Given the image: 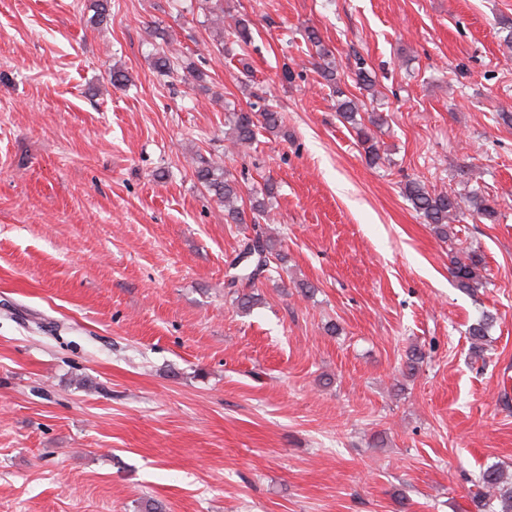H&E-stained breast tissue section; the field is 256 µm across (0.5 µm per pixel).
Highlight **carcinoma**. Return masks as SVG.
Here are the masks:
<instances>
[{
	"instance_id": "carcinoma-1",
	"label": "carcinoma",
	"mask_w": 512,
	"mask_h": 512,
	"mask_svg": "<svg viewBox=\"0 0 512 512\" xmlns=\"http://www.w3.org/2000/svg\"><path fill=\"white\" fill-rule=\"evenodd\" d=\"M225 33L230 43L243 53L252 43V31L249 24L242 19L228 25ZM307 40L316 47L318 61L314 62V66L317 72L336 93V109L339 116L355 131L366 160L371 164L377 162L380 160V148L369 135L366 123L375 124L381 117H362L358 102L345 96L339 87L336 64L330 59L329 50L322 45L316 31H309ZM250 108L249 112H233L230 141L236 146H251L259 128L274 132L283 127L281 114L270 106L261 107L252 103ZM194 173L197 180L224 206L225 220L235 224L243 223L245 211L239 205L242 197L237 182L229 178L218 164L203 157L196 160ZM404 195L413 209L421 214L425 223L432 225L434 232L443 240L454 238L452 225L463 221L468 215H476L491 221L497 214L495 207L475 189L466 195L452 194L429 189L425 184L413 180L405 184ZM271 259L273 244L264 229L259 228L247 239L243 250L232 264L227 279L224 280V288L229 294L236 296L241 307L249 308L256 304L257 297L243 292V289L253 288L256 282L267 277ZM483 269L482 257L475 250L465 249L450 253L449 273L457 286L464 291H473L483 285ZM493 321L494 316L485 312L468 328L472 349L478 358L483 357L482 342L488 336ZM480 482V496L483 505L489 507L490 512H512V486H504L506 480L501 469L490 467L484 470Z\"/></svg>"
}]
</instances>
